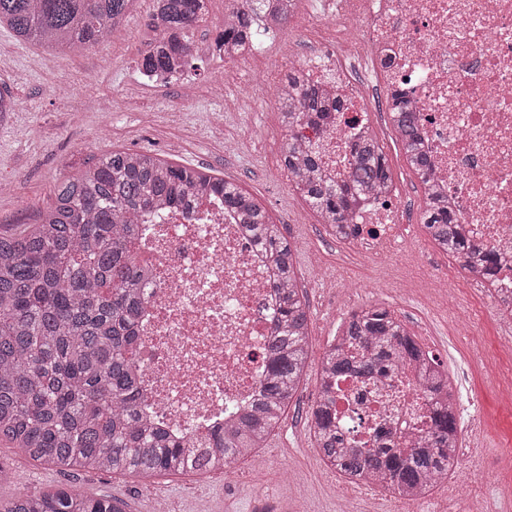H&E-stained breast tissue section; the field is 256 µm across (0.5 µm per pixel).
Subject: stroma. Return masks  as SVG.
Wrapping results in <instances>:
<instances>
[{
  "label": "stroma",
  "instance_id": "stroma-1",
  "mask_svg": "<svg viewBox=\"0 0 512 512\" xmlns=\"http://www.w3.org/2000/svg\"><path fill=\"white\" fill-rule=\"evenodd\" d=\"M226 0H208V15L193 38L199 47L195 67L168 83H150L139 71L144 23L151 0H138L132 17L89 51L61 53L15 40L0 27V87L17 100L16 111L0 118V182L18 183L15 192L0 194V233L38 223L54 199L60 181L93 165L114 149L150 150L186 166H202L239 184L265 206L295 249L299 285L311 314L306 373L296 399L263 447L265 466L246 480L212 474L195 478L132 476L84 470H60L30 460L20 449L0 445V459L13 471L12 483L0 486L10 499L47 486L71 485L87 496H116L128 512H153L156 499H166L173 512H300L304 500L337 512L335 482L310 434L311 407L318 398L319 365L339 324L354 310L383 305L395 312L408 331L436 354L450 351L448 332L472 308L484 311L485 342L504 334L493 321L494 306L486 289L461 287L458 303L427 308L398 288L422 287L431 273L448 270L450 258L433 243L424 224L422 186L410 170L389 115L378 116L374 134L383 148L398 190L404 223L414 225L417 261L374 263L353 255L346 240L325 232L316 214L282 179L284 129L280 103L260 70L287 69L288 55L327 35L310 18L322 13V0H300L297 20L265 39L253 55L257 74L246 61L225 62L211 44L224 22ZM223 78L224 94L206 93L207 84ZM239 150L227 155L226 141ZM484 405L501 433L512 432L507 404L494 384L470 373L460 392ZM508 448H474L465 462L457 491L482 512H512L491 461Z\"/></svg>",
  "mask_w": 512,
  "mask_h": 512
}]
</instances>
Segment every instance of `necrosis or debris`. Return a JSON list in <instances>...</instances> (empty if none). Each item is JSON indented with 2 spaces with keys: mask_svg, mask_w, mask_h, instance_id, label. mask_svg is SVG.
Listing matches in <instances>:
<instances>
[{
  "mask_svg": "<svg viewBox=\"0 0 512 512\" xmlns=\"http://www.w3.org/2000/svg\"><path fill=\"white\" fill-rule=\"evenodd\" d=\"M320 22L350 30L381 72L383 96L400 93L417 112L434 161L431 189L477 249L500 257L492 278L461 266L456 276L433 277L430 287L451 295L458 280L481 281L499 321L512 323V0H353ZM289 67L344 102L329 123L301 134L322 169L345 179L352 144L371 128L362 107L370 88L335 45H309ZM396 203L378 194L356 211V255L398 259L408 227ZM146 223L138 246L150 269L136 329L140 410L172 436L201 439L256 396L279 312L274 276L220 198L153 213ZM367 389L364 414L381 411L396 442L427 435L429 395L419 368L403 365Z\"/></svg>",
  "mask_w": 512,
  "mask_h": 512,
  "instance_id": "1",
  "label": "necrosis or debris"
}]
</instances>
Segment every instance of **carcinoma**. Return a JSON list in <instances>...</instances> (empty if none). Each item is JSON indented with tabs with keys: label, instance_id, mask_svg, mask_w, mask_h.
Instances as JSON below:
<instances>
[{
	"label": "carcinoma",
	"instance_id": "cac0c4a2",
	"mask_svg": "<svg viewBox=\"0 0 512 512\" xmlns=\"http://www.w3.org/2000/svg\"><path fill=\"white\" fill-rule=\"evenodd\" d=\"M137 0H0V27L16 40L70 51L91 49L105 31L122 25ZM299 0H242L224 17L216 54L233 61L260 48L275 33L276 13L288 19ZM206 21V0H154L148 15L140 73L167 82L195 56L191 32ZM280 121L288 131L285 166L295 191L342 239L349 235L359 200L394 187L376 138L352 145L348 180L319 174V155L295 135L338 112L341 101L297 73L279 95ZM388 108L410 168L428 185L431 160L422 149L418 117L395 96ZM220 197L224 209L247 226L276 272L280 312L265 359L267 368L253 407L224 434L185 448L138 411L140 388L134 327L141 314L142 273L136 238L143 216L192 199ZM424 225L444 253L475 261L496 273L491 251L477 252L453 215L426 192ZM310 310L294 267V250L280 225L235 183L162 159L149 151L116 149L60 182L40 222L0 234V443L24 449L34 461L151 478L157 474H207L261 447L293 403L307 367ZM406 361L419 364L431 400V432L413 446L377 433L362 452L348 449L336 426V387L348 377L368 378ZM386 307L352 313L323 354L319 397L311 409L314 446L327 466L350 479H370L394 497L422 496L459 467L457 397L448 373ZM115 497L91 498L72 486L29 491L0 512H126Z\"/></svg>",
	"mask_w": 512,
	"mask_h": 512
}]
</instances>
